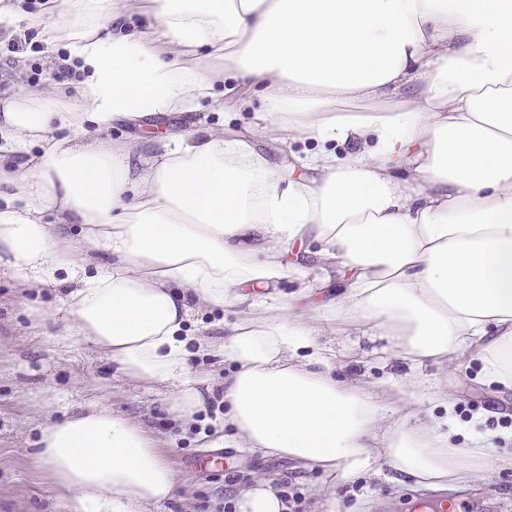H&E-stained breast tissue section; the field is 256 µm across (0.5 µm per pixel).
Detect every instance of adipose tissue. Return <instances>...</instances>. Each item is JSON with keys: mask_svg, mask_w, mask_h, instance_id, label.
<instances>
[{"mask_svg": "<svg viewBox=\"0 0 512 512\" xmlns=\"http://www.w3.org/2000/svg\"><path fill=\"white\" fill-rule=\"evenodd\" d=\"M137 11L43 0L45 51L82 81L0 109V145L23 157L0 172V270L66 286L46 320L171 386L179 418L212 391L191 355L229 363L225 447L436 489L512 466L497 451L512 433L458 445L457 402L425 374L468 356L512 389V0H150L143 30ZM256 93L277 132L322 143L310 177L219 130L148 153L99 139L120 118L225 95L247 110ZM353 139L346 156L326 148ZM197 303L241 312L223 337H193ZM336 323L381 340L374 371L338 374ZM384 384L399 407L379 402ZM39 444L72 512H147L178 487L146 429L105 407L46 424Z\"/></svg>", "mask_w": 512, "mask_h": 512, "instance_id": "adipose-tissue-1", "label": "adipose tissue"}]
</instances>
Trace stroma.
<instances>
[{
    "instance_id": "obj_1",
    "label": "stroma",
    "mask_w": 512,
    "mask_h": 512,
    "mask_svg": "<svg viewBox=\"0 0 512 512\" xmlns=\"http://www.w3.org/2000/svg\"><path fill=\"white\" fill-rule=\"evenodd\" d=\"M27 2L18 29L0 32V105L23 92L58 87L72 95L79 87V73L62 75L61 65L42 54L39 0ZM261 110L258 96L245 112L230 103L215 108L204 101L195 111L171 113L161 127L117 122L100 138L145 144L159 129L169 136L193 128L245 132L256 128ZM259 146L274 165L298 171L305 153L317 144L282 141L270 134L261 136ZM64 296V287L32 292L0 274V512H69L67 500L37 461L35 448L47 419L89 404L109 407L145 426L174 469L178 491L153 512H221L224 504L235 503L241 489L258 480L277 491L286 486L297 492L299 512H328L321 495L328 487L334 490L338 512H405L406 502L425 495V488L414 482L397 484L376 476L334 486L322 469L237 448L229 449L223 472H211L200 464L205 451L197 433L213 419V411L190 424L177 422L170 411L168 385L123 375L105 353L69 335L62 324L36 328L39 314L56 307ZM447 382L460 400V421L473 422L478 432L512 426V418L502 413L505 403H512V390L489 387L478 364L460 361ZM444 497L454 512L476 507L482 512H512V467L484 474L474 486L445 492Z\"/></svg>"
}]
</instances>
